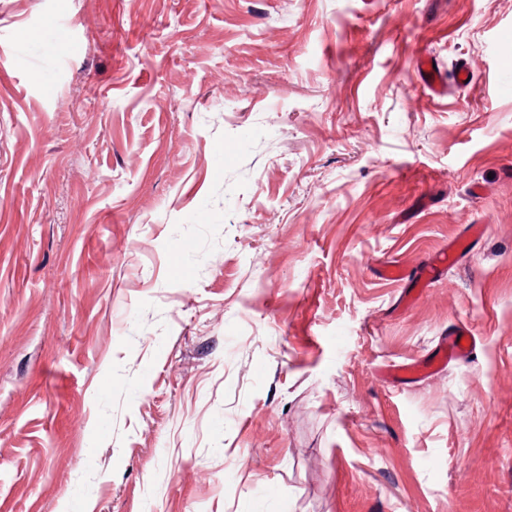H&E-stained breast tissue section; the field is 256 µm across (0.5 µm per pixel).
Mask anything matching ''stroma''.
I'll list each match as a JSON object with an SVG mask.
<instances>
[{"label":"stroma","mask_w":512,"mask_h":512,"mask_svg":"<svg viewBox=\"0 0 512 512\" xmlns=\"http://www.w3.org/2000/svg\"><path fill=\"white\" fill-rule=\"evenodd\" d=\"M0 512H512V0H0ZM418 71L422 83L436 94H442L445 91V81L440 69L428 58L420 59L418 62ZM471 335L469 326L466 323H460L444 338L438 352L429 363L405 364L389 372V375L406 380L425 370H440L452 360L467 358L475 350V341Z\"/></svg>","instance_id":"stroma-1"}]
</instances>
